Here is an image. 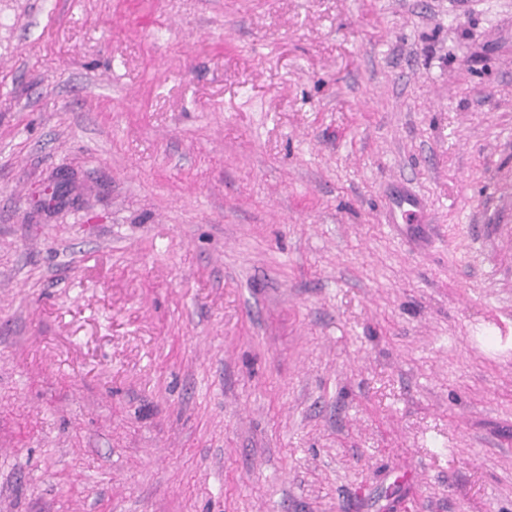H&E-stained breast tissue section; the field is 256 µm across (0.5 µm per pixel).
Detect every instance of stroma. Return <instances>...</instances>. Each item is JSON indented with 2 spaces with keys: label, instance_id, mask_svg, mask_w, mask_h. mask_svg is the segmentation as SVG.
<instances>
[{
  "label": "stroma",
  "instance_id": "35a3bbf8",
  "mask_svg": "<svg viewBox=\"0 0 512 512\" xmlns=\"http://www.w3.org/2000/svg\"><path fill=\"white\" fill-rule=\"evenodd\" d=\"M0 512H512V0H0ZM424 205L421 199L412 195H403L396 201L392 221L397 222V211L401 213L402 219L419 218L422 216Z\"/></svg>",
  "mask_w": 512,
  "mask_h": 512
}]
</instances>
